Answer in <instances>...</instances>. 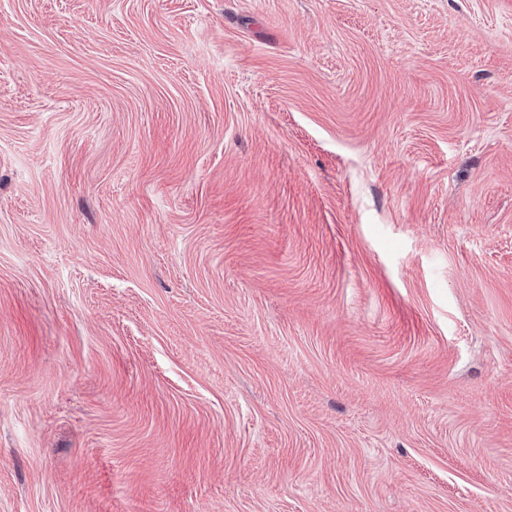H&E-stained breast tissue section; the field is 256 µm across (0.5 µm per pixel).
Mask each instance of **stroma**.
Segmentation results:
<instances>
[{
  "instance_id": "1",
  "label": "stroma",
  "mask_w": 512,
  "mask_h": 512,
  "mask_svg": "<svg viewBox=\"0 0 512 512\" xmlns=\"http://www.w3.org/2000/svg\"><path fill=\"white\" fill-rule=\"evenodd\" d=\"M0 512H512V0H0Z\"/></svg>"
}]
</instances>
